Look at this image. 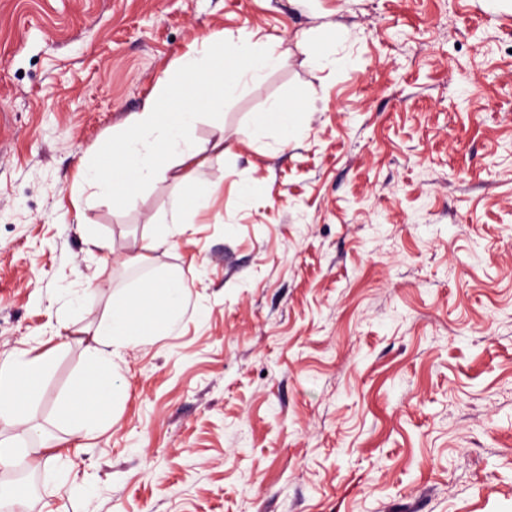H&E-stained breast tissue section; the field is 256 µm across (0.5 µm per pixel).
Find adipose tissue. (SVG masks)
Segmentation results:
<instances>
[{
	"mask_svg": "<svg viewBox=\"0 0 512 512\" xmlns=\"http://www.w3.org/2000/svg\"><path fill=\"white\" fill-rule=\"evenodd\" d=\"M279 61L274 50L256 49L247 40L230 50L222 33L202 38L199 49L180 61L179 73L183 83L190 86V94L179 103H171L169 79L159 78L154 96L128 118L118 135L117 159L111 170L102 171L94 162L83 164L84 180L102 191L117 184L138 189L158 179L174 180L181 184L182 193L172 203L170 222L175 227L190 223L192 208L215 191L211 183L194 175L199 158L209 149L224 150L220 133L211 146L197 142L193 132L196 118L222 107L227 96L263 80ZM176 285L173 278L166 282V299L161 306L152 301L154 283L134 289L124 307L112 311L107 331L113 343L129 347L159 325L175 324L179 316L174 304ZM43 366L40 357L0 364L1 420L17 415L25 398L35 393ZM111 379L112 370L103 352L88 348L84 368L58 413L59 423L78 434L103 420L107 408L102 386Z\"/></svg>",
	"mask_w": 512,
	"mask_h": 512,
	"instance_id": "obj_1",
	"label": "adipose tissue"
}]
</instances>
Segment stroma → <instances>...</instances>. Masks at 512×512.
<instances>
[{"instance_id":"1","label":"stroma","mask_w":512,"mask_h":512,"mask_svg":"<svg viewBox=\"0 0 512 512\" xmlns=\"http://www.w3.org/2000/svg\"><path fill=\"white\" fill-rule=\"evenodd\" d=\"M212 32L281 62L224 102L218 194L127 265L180 188L121 204L79 165ZM168 273L177 324L114 350L113 305ZM89 346L122 398L84 438L56 413ZM23 354L40 394L0 446L40 449L0 492L27 512H512V8L0 0V363ZM264 113L265 117L260 126L267 129H278L281 143H288L294 137L298 128L290 129L288 123L283 121L284 112H281L280 103H272Z\"/></svg>"}]
</instances>
